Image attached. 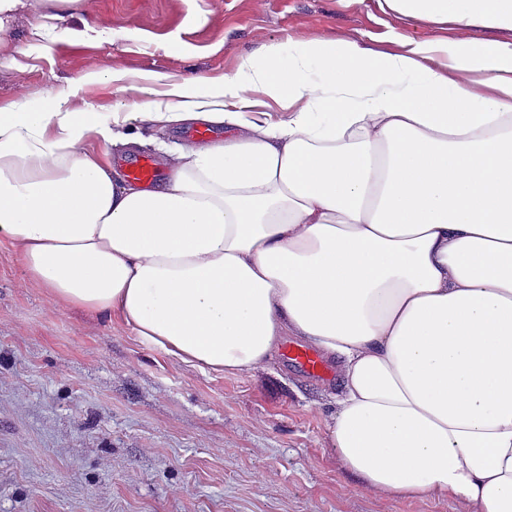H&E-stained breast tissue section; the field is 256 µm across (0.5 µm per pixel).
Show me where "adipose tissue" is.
<instances>
[{"label":"adipose tissue","instance_id":"adipose-tissue-1","mask_svg":"<svg viewBox=\"0 0 512 512\" xmlns=\"http://www.w3.org/2000/svg\"><path fill=\"white\" fill-rule=\"evenodd\" d=\"M387 3L512 30V0ZM66 103L0 113V240L25 286L209 374L264 371L298 337L337 363L325 445L362 492L512 512V42L321 38L210 93ZM147 121L224 137L166 152L147 188L111 154Z\"/></svg>","mask_w":512,"mask_h":512}]
</instances>
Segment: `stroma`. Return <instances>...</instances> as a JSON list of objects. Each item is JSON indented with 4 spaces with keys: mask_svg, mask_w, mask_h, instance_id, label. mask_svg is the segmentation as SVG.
<instances>
[{
    "mask_svg": "<svg viewBox=\"0 0 512 512\" xmlns=\"http://www.w3.org/2000/svg\"><path fill=\"white\" fill-rule=\"evenodd\" d=\"M0 34V108L49 107L73 80L76 112H111L129 85H219L242 57L291 39H353L367 52L404 40L512 42V30L403 17L385 0H83L59 16L23 0ZM99 80L85 81L88 72ZM113 149L129 176L194 125L146 123ZM283 339L266 371L207 375L139 344L121 323L56 308L25 287L0 241V512H459L432 499L360 491L324 446L335 370L307 374Z\"/></svg>",
    "mask_w": 512,
    "mask_h": 512,
    "instance_id": "stroma-1",
    "label": "stroma"
}]
</instances>
